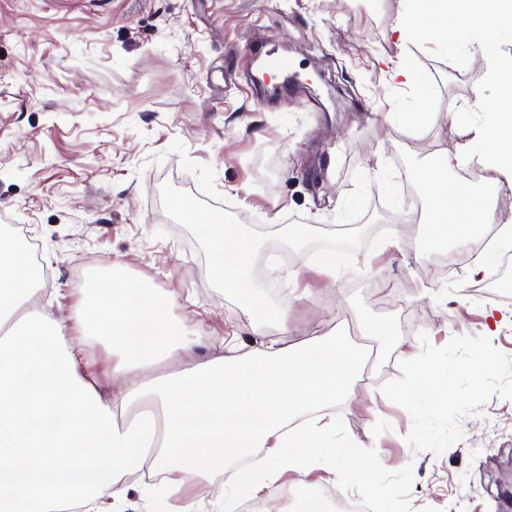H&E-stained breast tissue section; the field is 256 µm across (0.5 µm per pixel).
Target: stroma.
<instances>
[{"mask_svg": "<svg viewBox=\"0 0 512 512\" xmlns=\"http://www.w3.org/2000/svg\"><path fill=\"white\" fill-rule=\"evenodd\" d=\"M400 0H0V225L18 224L50 258L42 286L58 320L77 274L119 259L132 279L173 292V314L198 329L196 355L226 337L252 345L268 331L210 273L196 214L257 231L253 283L294 321L296 345L347 323L389 326L394 339L354 382L353 400L325 408L357 454L375 461L354 484L342 471L288 474L271 491L297 512L308 489L366 501L372 512H512V302L467 273L438 272L423 223L389 230L435 155L469 169L481 76L512 60V28L482 53L431 38L400 42ZM289 51L314 96L254 97L252 55ZM408 63L415 84L392 78ZM423 94L435 121L426 145L393 113ZM302 224L297 241L265 229ZM340 241L346 274L304 272ZM482 349L493 366L472 383L457 367ZM448 366L455 414L412 387L407 358ZM167 512L194 501L224 512L220 476L172 489Z\"/></svg>", "mask_w": 512, "mask_h": 512, "instance_id": "stroma-1", "label": "stroma"}]
</instances>
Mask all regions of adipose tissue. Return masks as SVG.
<instances>
[{
    "mask_svg": "<svg viewBox=\"0 0 512 512\" xmlns=\"http://www.w3.org/2000/svg\"><path fill=\"white\" fill-rule=\"evenodd\" d=\"M512 0H408L395 31L399 40L427 36L447 48L476 38L486 43ZM493 103L475 100L483 119L472 143L480 159L512 187V65L496 74ZM454 163L435 156L414 172L424 190L431 245L463 246L487 230L486 198L459 185ZM207 226L211 274L241 305H264L254 292V241L234 224L199 215ZM40 276L26 248L0 232V512H124L130 493L149 486L127 483L132 470L167 472L172 485L215 474L224 477V506L236 498L269 499L287 472L308 475L334 460L353 463L362 478L365 460L347 449L327 456L335 420L316 409L352 399V378L371 349L335 329L297 346L286 336L285 311L270 315L275 330L249 350L229 341L221 355L196 361L193 331L175 320L177 298L131 279L125 265L96 269L76 288L77 305L61 323L33 296ZM107 338L112 367L98 375L86 360L91 340ZM136 413L121 427L118 412ZM262 454L255 469L242 458Z\"/></svg>",
    "mask_w": 512,
    "mask_h": 512,
    "instance_id": "adipose-tissue-1",
    "label": "adipose tissue"
}]
</instances>
